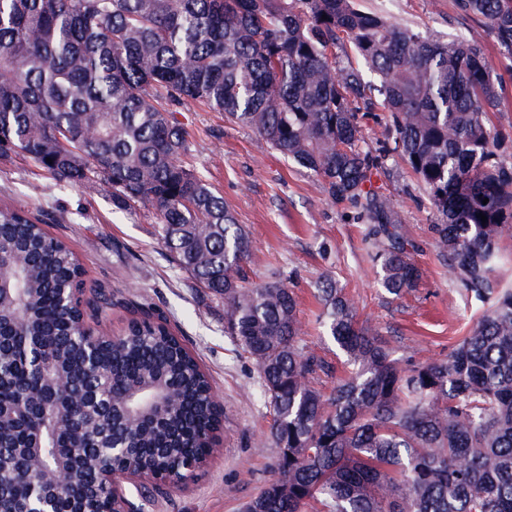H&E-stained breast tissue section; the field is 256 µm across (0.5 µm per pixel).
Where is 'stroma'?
Wrapping results in <instances>:
<instances>
[{
  "label": "stroma",
  "mask_w": 512,
  "mask_h": 512,
  "mask_svg": "<svg viewBox=\"0 0 512 512\" xmlns=\"http://www.w3.org/2000/svg\"><path fill=\"white\" fill-rule=\"evenodd\" d=\"M361 5L440 40L466 34L482 43L503 82L504 111L496 119L505 135L504 156L512 162V59L501 54L482 21L461 12L456 0H361ZM176 117L189 132V163L223 194L252 239L254 279L293 278L303 342L333 367L332 376L321 381L324 389L345 374L335 343L317 323V288L325 277L345 288L360 320L387 336L395 356L439 361L469 333L480 305L466 297L439 256L431 232L437 216L405 162L390 161L372 176L374 189L398 211L408 251L422 274L418 288L395 298L379 283L368 225L358 223L346 204L334 202L309 171L223 113L192 104ZM0 204L52 215L46 229L78 256L86 288L111 292L112 310L89 318V325L115 335L132 318L166 320L224 404L220 453L186 486H164L154 499L141 501L143 512H240L272 476L274 451L257 444L270 423L258 396L257 369L225 336L221 304L199 295L173 263L152 213H113L106 192L60 185L19 156L0 160Z\"/></svg>",
  "instance_id": "stroma-1"
}]
</instances>
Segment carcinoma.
<instances>
[{
  "label": "carcinoma",
  "instance_id": "1",
  "mask_svg": "<svg viewBox=\"0 0 512 512\" xmlns=\"http://www.w3.org/2000/svg\"><path fill=\"white\" fill-rule=\"evenodd\" d=\"M512 58V0H457ZM327 19H322V16ZM355 61L336 66L337 50ZM199 104L249 128L317 176L328 196L370 225L372 261L400 297L421 273L372 187L394 157L423 186L444 263L485 310L448 357H395L358 321L336 282L318 288L320 323L351 368L328 393L329 367L302 343L294 290L250 276L252 240L191 169L176 109ZM502 89L481 45L393 24L358 0H0V160L28 158L58 183L97 185L112 210L148 208L180 269L221 302L224 335L258 370L272 417L260 444L276 449L272 477L242 512H512V289L495 271L512 223V163L493 114ZM387 112L391 138L369 146L361 121ZM487 204H482L484 199ZM487 221H481L479 214ZM45 219L0 206V445L41 448L40 479L64 457L84 479L59 512L93 509L108 457L88 427L91 397L120 402L166 388L169 401L112 419V442L134 449L147 475L207 462L222 424L212 386L161 321L132 320L86 361L85 310L112 309L90 292L60 302L84 269ZM18 484L0 512L25 505Z\"/></svg>",
  "mask_w": 512,
  "mask_h": 512
}]
</instances>
